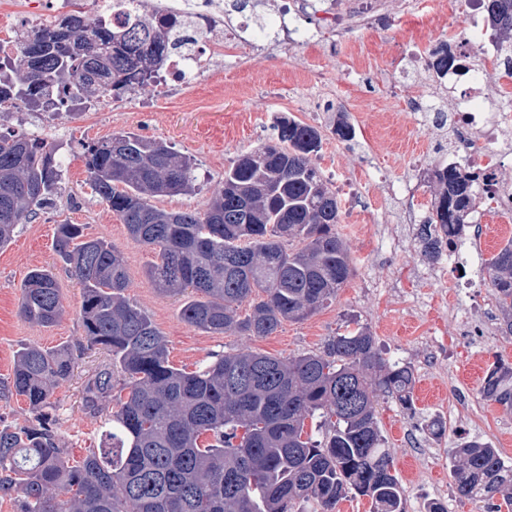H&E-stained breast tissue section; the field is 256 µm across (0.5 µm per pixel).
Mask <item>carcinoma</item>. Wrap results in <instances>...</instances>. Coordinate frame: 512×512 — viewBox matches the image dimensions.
I'll return each mask as SVG.
<instances>
[{"label": "carcinoma", "mask_w": 512, "mask_h": 512, "mask_svg": "<svg viewBox=\"0 0 512 512\" xmlns=\"http://www.w3.org/2000/svg\"><path fill=\"white\" fill-rule=\"evenodd\" d=\"M500 57L512 67V0H484ZM180 22L143 15L119 26L64 15L32 32L44 42L37 68L25 51L16 83L0 84V100L49 97L66 82L74 100L120 99L147 86L185 48ZM431 67L448 71L455 58L441 45ZM274 134L224 170V187L204 211H167L152 201L187 195L196 167L161 140L120 131L84 148L89 183L125 224L129 236L155 254L145 270L159 291L196 296L182 318L207 333L270 336L336 299L354 274L337 232L342 202L312 164L321 146L313 126L276 119ZM61 178L55 149L23 133H0V248L19 225L51 201ZM439 185L426 221L428 252L464 233L476 205V176L455 165L435 173ZM54 250L82 288L80 316L89 347L106 350L113 370L89 379L85 403L112 397L121 376L125 397L108 418L106 440L73 462L60 447L49 414L55 389L69 381V345L29 344L18 351L0 391L23 398L37 420L0 427V494L19 512H335L354 494L371 512H405L399 481L384 448L375 392L412 400V370L382 357L373 332L356 324L323 350L293 359L260 352L213 355L188 372L169 361L166 340L125 291L124 255L80 224L57 227ZM500 309V329L512 335V241L487 260ZM249 310L241 312L244 302ZM19 314L50 327L64 313L61 288L48 268L21 285ZM481 395L512 409V364L498 358ZM318 419L321 438L306 430ZM456 494L487 512L512 506V464L498 449L470 440L448 449Z\"/></svg>", "instance_id": "cac0c4a2"}]
</instances>
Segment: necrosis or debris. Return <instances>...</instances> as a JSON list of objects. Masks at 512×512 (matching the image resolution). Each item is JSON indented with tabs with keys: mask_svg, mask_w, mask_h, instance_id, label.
Segmentation results:
<instances>
[{
	"mask_svg": "<svg viewBox=\"0 0 512 512\" xmlns=\"http://www.w3.org/2000/svg\"><path fill=\"white\" fill-rule=\"evenodd\" d=\"M480 0H450L449 13L469 23L465 41L449 28L448 42L456 63L449 68L452 114L449 150L453 156L476 163L482 172L476 181L477 196L494 200L503 216L512 215V184L500 177L501 164L512 156V71L502 64L497 48L481 21ZM114 24H121L152 10L189 20L186 50L174 54L168 69L171 78L186 85L207 79L213 64L233 55L237 32L224 26L227 11L238 10V0H101ZM389 0H283L279 27L289 44L305 46L345 37L352 29L374 27L386 14ZM322 11L328 25L303 29L297 17ZM38 0H28L18 12L0 16V66L19 61L22 31L39 26Z\"/></svg>",
	"mask_w": 512,
	"mask_h": 512,
	"instance_id": "necrosis-or-debris-1",
	"label": "necrosis or debris"
}]
</instances>
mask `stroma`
I'll return each instance as SVG.
<instances>
[{
  "label": "stroma",
  "instance_id": "1",
  "mask_svg": "<svg viewBox=\"0 0 512 512\" xmlns=\"http://www.w3.org/2000/svg\"><path fill=\"white\" fill-rule=\"evenodd\" d=\"M392 0L379 25L352 32L349 40L294 49L277 45L275 31L247 36L234 56L209 80L162 92L146 87L135 97L87 104L72 103L65 112L40 105L35 112H0V132L38 136L59 147L62 180L50 207L20 225L12 242L0 249V381H9L21 347L70 345L76 357L72 378L54 395L51 414L61 445L82 456L100 447L105 423L117 405L88 408L83 388L110 368L107 351L87 347L80 317L81 288L57 259L53 242L58 225L80 224L87 236L101 238L124 255L130 273V300L146 310L163 334L171 363L195 370L217 353L256 351L288 359L322 350L349 321L370 326L384 358L412 367L416 378L412 406L384 391L376 393V415L385 447L401 486L405 512H422L441 493L448 512H483L454 492L447 450L456 442L482 439L512 461V409L485 401L479 387L495 358L512 363V336L462 334L449 312L461 295L473 323L500 315L490 284L487 259L512 237L492 225L473 243L471 260L451 269L444 283L421 279L423 271L444 263V255L425 251L424 234L414 228L400 249L376 235L378 226H394L392 187L410 178L415 164L428 175L418 185L424 209H431L437 187L436 167L452 163L448 129L441 120L416 125L400 111L394 89L422 85L440 100L448 88L428 69H417L404 55L413 43L437 47L448 30L436 14L437 0ZM354 125L356 137L345 142L332 133L338 115ZM290 117L317 128L322 147L312 162L332 187H345L337 231L354 261L355 273L335 300L306 320L287 322L273 335L210 334L189 326L181 316L184 297L154 288L144 272L154 255L130 238L124 224L95 197L88 181L82 147L126 130L166 142L197 165L196 189L164 197L157 207L172 211L204 209L224 183V170L241 152L272 133L276 118ZM35 267L53 269L66 312L51 327L24 320L18 310L20 287ZM434 294L436 303L415 310L412 298ZM441 418L446 431L433 438L427 424Z\"/></svg>",
  "mask_w": 512,
  "mask_h": 512
}]
</instances>
